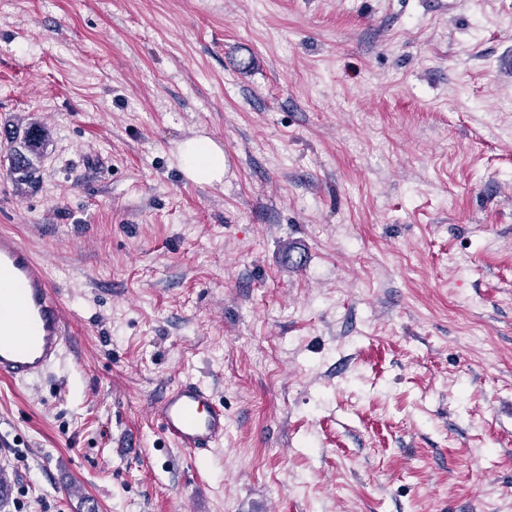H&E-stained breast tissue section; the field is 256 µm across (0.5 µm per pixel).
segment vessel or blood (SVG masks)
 <instances>
[{"instance_id":"obj_1","label":"vessel or blood","mask_w":512,"mask_h":512,"mask_svg":"<svg viewBox=\"0 0 512 512\" xmlns=\"http://www.w3.org/2000/svg\"><path fill=\"white\" fill-rule=\"evenodd\" d=\"M0 378L29 381L61 359L67 333L60 299L42 265L14 236L0 234ZM165 436L200 455L224 439V407L209 389L186 379L172 386L157 408Z\"/></svg>"}]
</instances>
